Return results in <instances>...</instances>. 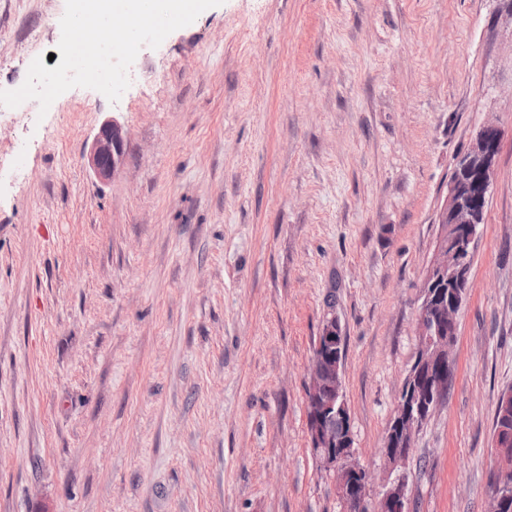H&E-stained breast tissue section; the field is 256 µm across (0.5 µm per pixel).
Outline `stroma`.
Listing matches in <instances>:
<instances>
[{
    "label": "stroma",
    "instance_id": "stroma-1",
    "mask_svg": "<svg viewBox=\"0 0 512 512\" xmlns=\"http://www.w3.org/2000/svg\"><path fill=\"white\" fill-rule=\"evenodd\" d=\"M66 0H0V89ZM512 0H224L88 88L0 119V512H341L307 433L325 319L380 454L454 158L504 139L412 512H488L512 386ZM128 130L121 176L87 161ZM127 131L117 118L105 120L94 137L89 164L101 180L115 179L123 170ZM507 391H512V386H510L509 388L503 389L499 393L497 401H496V409H495V417H494V424H495V426H494V442H495V432L497 429L498 420L502 421V423H504V425L508 428L509 431H506L505 433L501 434L499 436L498 444L496 445V443H495L496 449H495L494 468H493L492 475H490L491 478L489 481V489H490L491 493L495 489V485L493 484V476L495 474L494 470L496 469V467L508 464L512 470V413H511L510 418L505 422L504 418L500 414V408H499V404L501 403L503 396H504L505 392H507Z\"/></svg>",
    "mask_w": 512,
    "mask_h": 512
}]
</instances>
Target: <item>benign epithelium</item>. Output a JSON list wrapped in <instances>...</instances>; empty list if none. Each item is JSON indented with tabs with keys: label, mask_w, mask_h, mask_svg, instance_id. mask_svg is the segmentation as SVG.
Listing matches in <instances>:
<instances>
[{
	"label": "benign epithelium",
	"mask_w": 512,
	"mask_h": 512,
	"mask_svg": "<svg viewBox=\"0 0 512 512\" xmlns=\"http://www.w3.org/2000/svg\"><path fill=\"white\" fill-rule=\"evenodd\" d=\"M503 137L499 122L487 121L455 159L458 170L472 175V181H450L444 203L436 214L439 233L433 259L422 279L416 315L419 344L380 448L394 477L376 495L372 493L374 475L359 462L353 443L346 438L334 440L329 431V419L342 416L346 410L343 337L334 317L321 327L307 369V397L315 405L308 435L320 468L335 485L341 512H410L406 462L417 434L448 395V384L453 379V338L458 333V314L469 284L470 257L483 216V210L466 202L465 197H482L491 190ZM126 142L127 131L117 118L102 123L89 155L90 167L99 179L113 180L122 172ZM439 283L452 288L453 297L437 313L433 287ZM496 482L499 489L491 496V512H503L512 500V478L505 471L499 472Z\"/></svg>",
	"instance_id": "obj_1"
}]
</instances>
